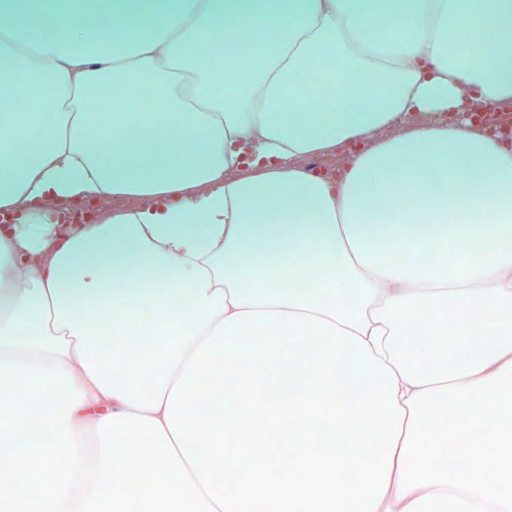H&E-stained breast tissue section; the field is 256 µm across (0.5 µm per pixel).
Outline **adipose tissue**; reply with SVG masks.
Segmentation results:
<instances>
[{"instance_id": "ef3b65f1", "label": "adipose tissue", "mask_w": 512, "mask_h": 512, "mask_svg": "<svg viewBox=\"0 0 512 512\" xmlns=\"http://www.w3.org/2000/svg\"><path fill=\"white\" fill-rule=\"evenodd\" d=\"M2 13L0 100L49 93L0 107V512H512V141L477 118L512 103V0Z\"/></svg>"}]
</instances>
